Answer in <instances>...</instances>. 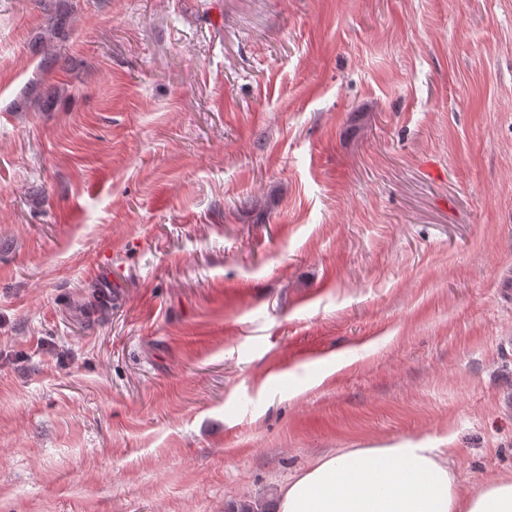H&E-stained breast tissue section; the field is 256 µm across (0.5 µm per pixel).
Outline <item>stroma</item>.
Instances as JSON below:
<instances>
[{
	"label": "stroma",
	"instance_id": "35a3bbf8",
	"mask_svg": "<svg viewBox=\"0 0 512 512\" xmlns=\"http://www.w3.org/2000/svg\"><path fill=\"white\" fill-rule=\"evenodd\" d=\"M54 3L0 0V512L512 477V0ZM280 512H512V479L464 487L437 448L410 441L319 458L279 489Z\"/></svg>",
	"mask_w": 512,
	"mask_h": 512
}]
</instances>
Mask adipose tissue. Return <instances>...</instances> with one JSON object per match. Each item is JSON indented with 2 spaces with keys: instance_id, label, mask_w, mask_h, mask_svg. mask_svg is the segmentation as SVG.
<instances>
[{
  "instance_id": "obj_1",
  "label": "adipose tissue",
  "mask_w": 512,
  "mask_h": 512,
  "mask_svg": "<svg viewBox=\"0 0 512 512\" xmlns=\"http://www.w3.org/2000/svg\"><path fill=\"white\" fill-rule=\"evenodd\" d=\"M280 512H512V479L473 491L429 442L319 458L279 489Z\"/></svg>"
}]
</instances>
